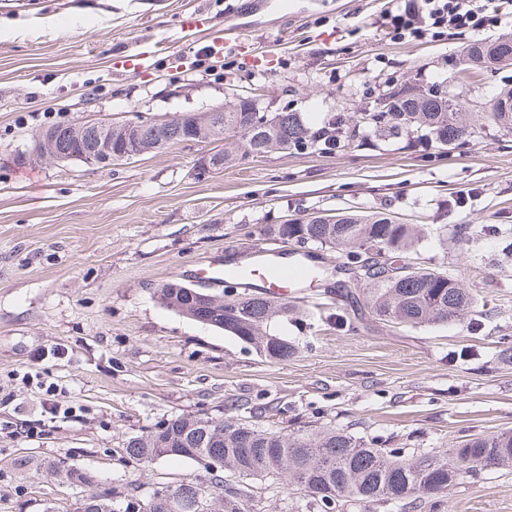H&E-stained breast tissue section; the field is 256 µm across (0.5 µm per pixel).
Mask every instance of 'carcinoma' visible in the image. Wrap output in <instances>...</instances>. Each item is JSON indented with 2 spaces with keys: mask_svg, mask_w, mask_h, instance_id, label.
Returning <instances> with one entry per match:
<instances>
[{
  "mask_svg": "<svg viewBox=\"0 0 512 512\" xmlns=\"http://www.w3.org/2000/svg\"><path fill=\"white\" fill-rule=\"evenodd\" d=\"M468 58L467 69H481L486 64L512 65V42L495 46L471 42L462 48ZM512 102V86L500 88L494 102L482 112L470 110L469 101L460 97L452 106L420 92L419 87L404 83L387 92L386 112H357L354 126L345 124L338 114L324 125L308 126L297 112H280L276 125L249 126L251 102L247 98L223 104L224 130L240 129L242 147L255 148L258 156L282 151L285 146L297 152H332L357 138L356 129H365L377 141L386 142L417 134L419 142L442 146H460L492 124L505 134H512V108L502 110L499 101ZM376 116L379 122L363 121ZM334 223L294 219L268 230L278 240L308 247L339 249L345 255L343 267L350 271L367 266L369 275L360 287L339 288L337 295L347 305H357L380 322L412 328L426 327L462 318L474 307V298L448 273L420 267L415 272H387L385 263L371 252L398 258L416 252L427 237L441 233V228L399 224L394 216L382 211H344ZM158 298L164 306L189 315L197 300L182 288L161 284ZM296 314L286 300L260 291L237 293L207 318L208 326L222 330L252 348L270 362L286 361L301 351L296 341L273 332L274 326ZM209 417H176L164 422L165 428L149 430L123 443L125 455L135 461L152 462L161 458L155 439L168 443L166 456L200 463L209 478L179 485L189 496L210 499V512H248L243 495L228 488L224 496L213 498L202 489L224 481V473L255 478H285L288 486L309 497L324 512L325 500H335V512H342L348 502L383 503L408 512L420 498H435L458 485L469 473L488 468L512 467V430L469 438L444 452L429 451L408 456L402 448H384L371 438L357 437L346 429L327 425L318 429L287 431L261 428L240 419H223L221 436L199 448L190 437L202 433Z\"/></svg>",
  "mask_w": 512,
  "mask_h": 512,
  "instance_id": "carcinoma-1",
  "label": "carcinoma"
}]
</instances>
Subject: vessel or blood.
<instances>
[{
    "label": "vessel or blood",
    "instance_id": "1",
    "mask_svg": "<svg viewBox=\"0 0 512 512\" xmlns=\"http://www.w3.org/2000/svg\"><path fill=\"white\" fill-rule=\"evenodd\" d=\"M328 267L304 254L282 256L275 250L256 249L250 263L245 265H215L202 270L207 280L236 279L282 295L291 288L314 285L316 279L327 273Z\"/></svg>",
    "mask_w": 512,
    "mask_h": 512
}]
</instances>
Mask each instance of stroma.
<instances>
[{"mask_svg": "<svg viewBox=\"0 0 512 512\" xmlns=\"http://www.w3.org/2000/svg\"><path fill=\"white\" fill-rule=\"evenodd\" d=\"M0 0V424L42 421L34 438L0 432V512H71L88 493L145 501L202 476L189 460H129L122 445L182 416L261 427L332 424L383 447L445 451L512 429V136L486 129L456 149L412 138L332 153L234 155L207 180V143L109 167L31 161L56 125L202 112L254 91L265 111L323 123L376 106L389 81L451 77L474 38H390L387 0ZM247 39L202 66L229 8ZM144 52L145 70L116 61ZM380 210L443 226L409 263L437 266L475 297L463 320L428 327L365 320L325 288L288 296L277 325L303 351L271 363L224 331L163 306L158 287L198 281L200 266L246 263L275 247L267 226L313 212ZM469 351L457 360L459 351ZM69 418L45 411L42 383ZM90 484L67 481L68 470ZM250 512H315L285 479L229 475ZM512 512V469L465 478L438 509Z\"/></svg>", "mask_w": 512, "mask_h": 512, "instance_id": "1", "label": "stroma"}]
</instances>
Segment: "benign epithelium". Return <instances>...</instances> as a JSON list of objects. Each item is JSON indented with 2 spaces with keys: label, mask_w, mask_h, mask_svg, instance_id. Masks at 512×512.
Listing matches in <instances>:
<instances>
[{
  "label": "benign epithelium",
  "mask_w": 512,
  "mask_h": 512,
  "mask_svg": "<svg viewBox=\"0 0 512 512\" xmlns=\"http://www.w3.org/2000/svg\"><path fill=\"white\" fill-rule=\"evenodd\" d=\"M178 135L184 137L185 144L224 140L223 110L212 108L202 117L183 112L162 120L78 122L67 129L44 130L37 137L32 160H80L91 166L107 167L166 149L171 137ZM223 168L224 152L218 151L197 160L195 175L205 180Z\"/></svg>",
  "instance_id": "obj_1"
}]
</instances>
